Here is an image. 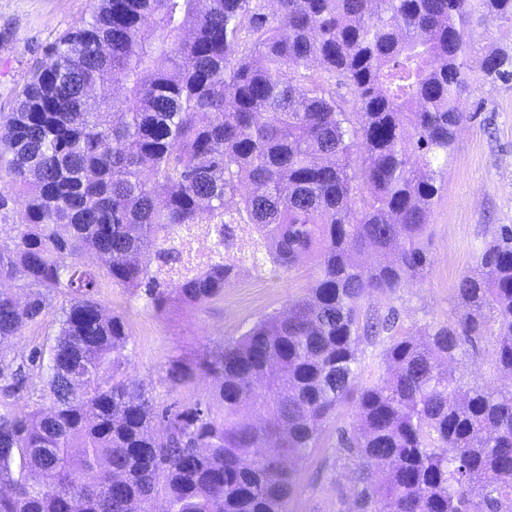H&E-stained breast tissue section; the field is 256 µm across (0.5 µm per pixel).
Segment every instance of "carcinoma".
I'll list each match as a JSON object with an SVG mask.
<instances>
[{
    "label": "carcinoma",
    "mask_w": 512,
    "mask_h": 512,
    "mask_svg": "<svg viewBox=\"0 0 512 512\" xmlns=\"http://www.w3.org/2000/svg\"><path fill=\"white\" fill-rule=\"evenodd\" d=\"M267 2L98 0L0 120V219L25 211L0 223V280L26 297L0 290V345L68 297L29 357L50 405L0 412V512H286L298 477L276 459L305 458L350 402L336 445L356 462V512H512V386L466 385L454 367L489 338L512 375L511 224L459 280V314L391 338L381 377L358 382L360 343L395 324L361 319L362 300L430 265L470 73L512 78V50L473 38L492 17L512 24V0ZM111 83L122 98L90 93ZM195 224L216 231L199 270L182 248ZM86 250L104 270L83 268ZM245 253L283 270L309 257L314 285L199 363L220 409L158 411L124 373L131 336L103 313L100 278L155 309L202 305ZM27 380L0 352V391Z\"/></svg>",
    "instance_id": "obj_1"
}]
</instances>
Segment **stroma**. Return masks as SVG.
Returning <instances> with one entry per match:
<instances>
[{"label":"stroma","mask_w":512,"mask_h":512,"mask_svg":"<svg viewBox=\"0 0 512 512\" xmlns=\"http://www.w3.org/2000/svg\"><path fill=\"white\" fill-rule=\"evenodd\" d=\"M96 0H0V114L16 106L15 91L42 46L76 27ZM472 119L457 136L448 164L446 186L429 221V273L393 296H374L364 310L394 313L400 333L417 334L427 324L447 322L458 313L454 297L459 279L473 270L484 243L502 224H512V79L487 86L472 82L461 100ZM314 262L304 259L284 271L271 266L257 270L243 261L238 279L222 297L202 306L180 303L158 311L133 297L130 290L103 281L97 300L107 314L126 321L133 351L127 375L147 384L158 408L181 409L215 400L216 382L196 371L199 359L238 338L258 318L286 310L289 298L311 288ZM57 307L0 345L18 359L53 339ZM180 364L188 375L170 384L167 372ZM457 371L465 382L490 387L512 384L499 371L491 343L464 346ZM354 409H338L322 432L319 445L295 464L298 488L288 512H351L355 493L354 463L336 446L338 430L350 427Z\"/></svg>","instance_id":"1"}]
</instances>
